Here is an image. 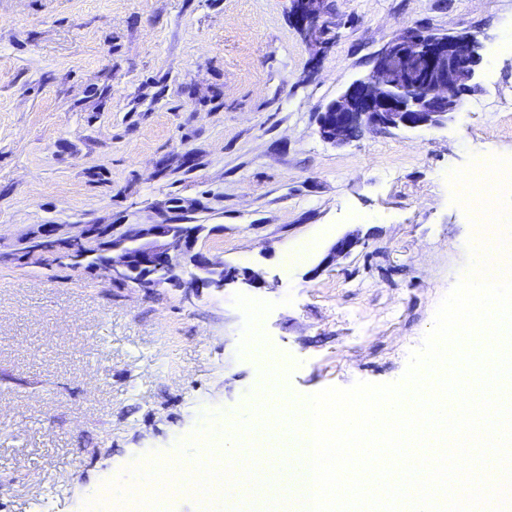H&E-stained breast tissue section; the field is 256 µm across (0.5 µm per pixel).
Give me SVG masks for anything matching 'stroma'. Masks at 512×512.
<instances>
[{"label":"stroma","mask_w":512,"mask_h":512,"mask_svg":"<svg viewBox=\"0 0 512 512\" xmlns=\"http://www.w3.org/2000/svg\"><path fill=\"white\" fill-rule=\"evenodd\" d=\"M328 6L317 53L291 0H0V512H84L134 461L242 420L272 366L294 397L403 377L469 264L448 175L512 159V0ZM403 27L478 34L476 90L441 127L323 141L318 112ZM165 221L266 287L144 292L27 252ZM360 244L361 240L358 233H346L330 246L320 261L321 266L335 263L338 257L350 254Z\"/></svg>","instance_id":"obj_1"}]
</instances>
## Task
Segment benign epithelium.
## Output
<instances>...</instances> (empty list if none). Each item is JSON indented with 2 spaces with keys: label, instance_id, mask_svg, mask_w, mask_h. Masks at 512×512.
I'll return each mask as SVG.
<instances>
[{
  "label": "benign epithelium",
  "instance_id": "benign-epithelium-1",
  "mask_svg": "<svg viewBox=\"0 0 512 512\" xmlns=\"http://www.w3.org/2000/svg\"><path fill=\"white\" fill-rule=\"evenodd\" d=\"M296 25L316 52L329 47L336 25L328 17L326 0H291ZM482 43L474 33H443L404 27L375 55L368 75L353 81L318 113L321 139L336 147L359 138L364 131L439 127L458 113L463 95L475 89L482 64ZM203 229L196 224L131 226L120 235L89 248L80 238L70 241L80 264L103 256L96 266L112 279L146 291L163 284L197 293L222 292L228 285L256 288L265 284L263 272L214 261L197 249ZM361 244L349 232L327 250L319 266L336 262Z\"/></svg>",
  "mask_w": 512,
  "mask_h": 512
}]
</instances>
